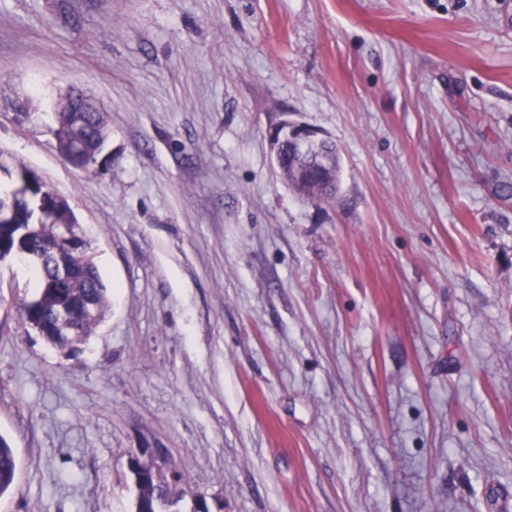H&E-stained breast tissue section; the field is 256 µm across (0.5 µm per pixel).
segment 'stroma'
<instances>
[{"instance_id":"stroma-1","label":"stroma","mask_w":512,"mask_h":512,"mask_svg":"<svg viewBox=\"0 0 512 512\" xmlns=\"http://www.w3.org/2000/svg\"><path fill=\"white\" fill-rule=\"evenodd\" d=\"M73 88L92 172L50 132ZM283 119L334 198L277 173ZM0 151L110 296L67 354L0 262V512H134L138 448L212 512H512V0H0ZM82 105L85 112H60L62 110H72V100L65 97L58 106V112H55V128L66 131L72 124L80 122L79 141L84 147V153H97L99 155L103 150L106 132L103 112H92L99 108L97 101L94 99H86L82 102ZM65 137L72 146H79L78 137L74 132H70ZM288 138L294 140L305 150L326 139L316 129L288 120L277 125L270 134V139L276 146ZM16 476V456L9 442L0 436V495L13 485Z\"/></svg>"}]
</instances>
